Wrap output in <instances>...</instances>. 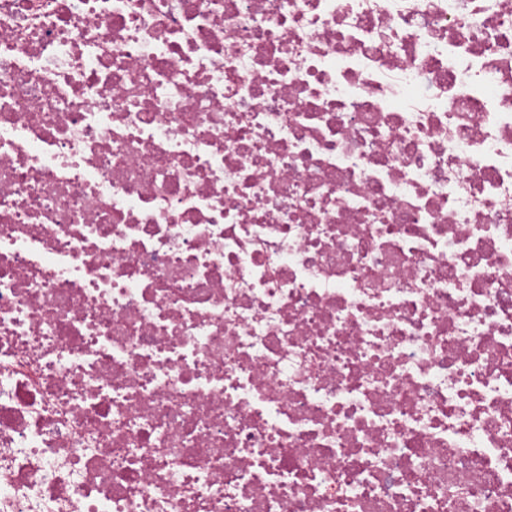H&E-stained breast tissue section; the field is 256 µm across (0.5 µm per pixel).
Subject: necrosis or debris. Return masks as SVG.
Instances as JSON below:
<instances>
[{
    "mask_svg": "<svg viewBox=\"0 0 512 512\" xmlns=\"http://www.w3.org/2000/svg\"><path fill=\"white\" fill-rule=\"evenodd\" d=\"M0 512H512V0H0Z\"/></svg>",
    "mask_w": 512,
    "mask_h": 512,
    "instance_id": "necrosis-or-debris-1",
    "label": "necrosis or debris"
}]
</instances>
